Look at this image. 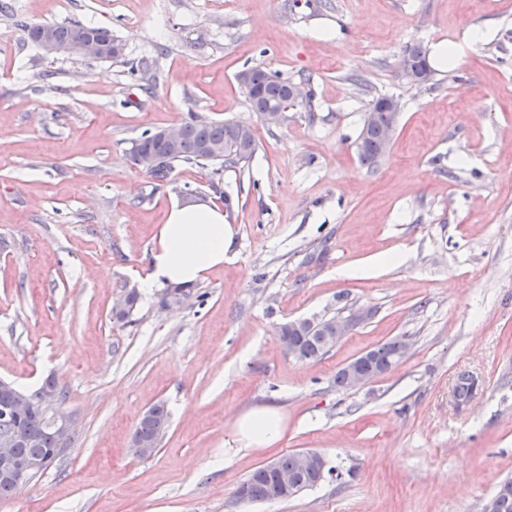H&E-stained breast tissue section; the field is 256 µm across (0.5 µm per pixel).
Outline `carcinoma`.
I'll use <instances>...</instances> for the list:
<instances>
[{
    "label": "carcinoma",
    "instance_id": "cac0c4a2",
    "mask_svg": "<svg viewBox=\"0 0 512 512\" xmlns=\"http://www.w3.org/2000/svg\"><path fill=\"white\" fill-rule=\"evenodd\" d=\"M23 39L43 47L46 34H51L59 44H69L78 35L91 34L97 38L105 49L104 60L110 61L123 55L122 45L112 31L81 21L61 23H25L20 25ZM409 56L414 66L426 71L428 80H433L434 72L430 68L427 51L420 45H409L403 51ZM246 78L241 82L253 111L261 115L268 109L288 103L294 81L283 78L262 67L254 66L243 70ZM382 97L373 99L374 106L368 110L359 134L357 154L362 164L368 167L378 165V160L385 157L390 149L382 130L392 123V115L381 106ZM179 141L170 145L163 141L159 131H145L132 142L129 149V161L139 166V159L146 154H159L167 157L164 172L154 174L159 180L168 179L175 165L179 163L238 165L252 159L257 151V143L252 129L234 120L208 121L194 116L180 125ZM334 318H321L299 326L289 323L280 325L276 333L285 339L286 348L295 353V359L317 361L328 353V337L334 335L332 322ZM402 341L394 339L385 342L366 353L363 373L372 377L376 373L390 370L400 360ZM476 388L475 379L468 373L458 376L455 395L459 403L468 402ZM55 391L58 402L66 400V394L57 389L53 379L46 380L42 386L30 393L29 410L16 417L11 429L16 437V454L21 458L55 461L62 455L57 450V441L52 427V416L41 407L39 394ZM169 410L165 403L157 402L141 417L133 437L150 445L158 446L161 434L167 428ZM296 454L282 456L271 465L255 468L240 484L239 488L249 491L255 502L286 500L288 493L281 483V474L289 475L294 487V494L314 488L323 482L321 474L324 463L299 469L295 465ZM482 512H512V478L502 481L491 496L484 502Z\"/></svg>",
    "mask_w": 512,
    "mask_h": 512
}]
</instances>
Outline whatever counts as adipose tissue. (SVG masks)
Listing matches in <instances>:
<instances>
[{
  "instance_id": "adipose-tissue-1",
  "label": "adipose tissue",
  "mask_w": 512,
  "mask_h": 512,
  "mask_svg": "<svg viewBox=\"0 0 512 512\" xmlns=\"http://www.w3.org/2000/svg\"><path fill=\"white\" fill-rule=\"evenodd\" d=\"M233 233L223 209L203 203H173L141 280L145 291L193 284L224 264ZM284 433L282 413L259 407L239 415L233 423L234 441L241 448L265 447Z\"/></svg>"
}]
</instances>
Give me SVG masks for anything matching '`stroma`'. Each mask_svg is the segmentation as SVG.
<instances>
[{
	"label": "stroma",
	"instance_id": "1",
	"mask_svg": "<svg viewBox=\"0 0 512 512\" xmlns=\"http://www.w3.org/2000/svg\"><path fill=\"white\" fill-rule=\"evenodd\" d=\"M68 20L110 29L122 58L47 55L16 27ZM415 42L458 46L422 88L397 71ZM256 65L309 78L310 108L263 124L236 80ZM379 95L401 114L370 170L356 140ZM194 115L250 125L256 154L164 182L129 163L144 131ZM176 200L224 206V265L183 307L157 288L116 323ZM356 312L318 361L275 335ZM396 338L392 370L337 388ZM463 371L478 390L460 407ZM49 377L75 437L0 512H480L512 477V0H0V379L30 393ZM157 402L169 424L143 459L130 440ZM261 406L283 413L281 439L237 447L232 420ZM307 450L323 484L236 502L255 468ZM129 295L131 298V306H130V299H129L127 292L120 295L119 298H117L112 304V311L116 312V313L117 312H126L130 306L129 311H127L126 314H124L122 316H112V318H113V320H115V322L121 323L122 325H130L135 322V320L132 319L134 311L133 312H130V311L132 308L136 309L137 305L140 301V293L135 288H132L131 290H129Z\"/></svg>",
	"mask_w": 512,
	"mask_h": 512
}]
</instances>
